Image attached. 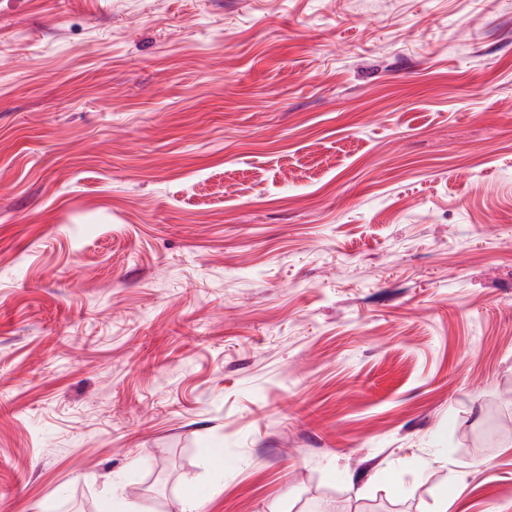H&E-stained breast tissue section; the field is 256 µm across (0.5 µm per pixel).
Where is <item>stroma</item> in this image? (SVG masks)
<instances>
[{
	"mask_svg": "<svg viewBox=\"0 0 512 512\" xmlns=\"http://www.w3.org/2000/svg\"><path fill=\"white\" fill-rule=\"evenodd\" d=\"M512 512V0H0V512ZM132 504L128 501L123 489L122 481L119 477L112 479V495L103 502L102 510L104 512H146L131 510Z\"/></svg>",
	"mask_w": 512,
	"mask_h": 512,
	"instance_id": "1",
	"label": "stroma"
}]
</instances>
